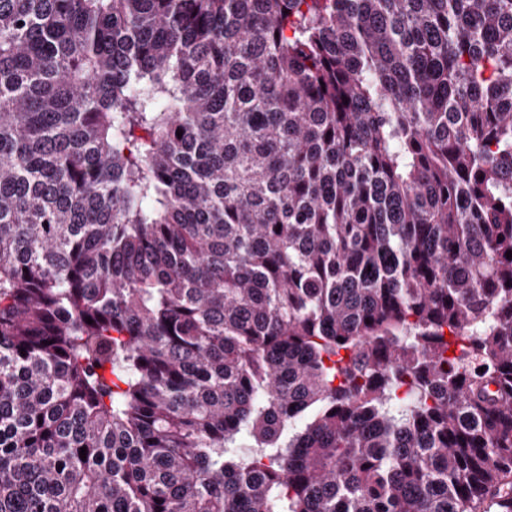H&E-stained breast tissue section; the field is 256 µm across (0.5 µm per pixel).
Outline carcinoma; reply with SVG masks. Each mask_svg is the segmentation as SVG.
<instances>
[{
    "label": "carcinoma",
    "instance_id": "1",
    "mask_svg": "<svg viewBox=\"0 0 512 512\" xmlns=\"http://www.w3.org/2000/svg\"><path fill=\"white\" fill-rule=\"evenodd\" d=\"M509 250L512 0H0V512H512Z\"/></svg>",
    "mask_w": 512,
    "mask_h": 512
}]
</instances>
